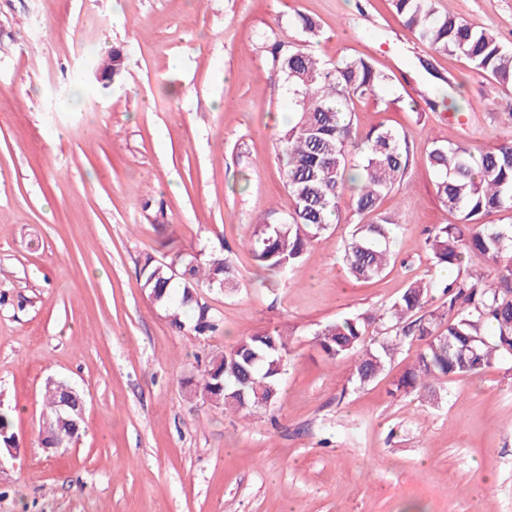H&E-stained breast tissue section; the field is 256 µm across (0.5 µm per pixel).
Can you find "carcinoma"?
<instances>
[{
  "mask_svg": "<svg viewBox=\"0 0 512 512\" xmlns=\"http://www.w3.org/2000/svg\"><path fill=\"white\" fill-rule=\"evenodd\" d=\"M391 3L417 41L512 88V48L489 29L460 16L437 14L434 0ZM295 25L310 39L320 34L318 22L306 15H297ZM268 55L271 66L284 76L293 112L276 140L293 207L282 221L254 225L245 243L248 254L262 269L282 274L291 270L309 246L327 239L331 226L340 221V203L348 193L353 214L360 218L344 246L348 272L365 282L381 278L390 266L401 224L380 211V203L404 180L412 156L399 130L381 126L361 134L354 116L356 102L379 99L393 85L394 75L360 56L327 62L296 40L275 41ZM427 160L436 176L437 197L457 219L430 230L425 240L434 265L458 270L444 284L446 310L429 309L430 284L416 280L382 309L326 323L313 333V345L325 361H352V381L360 386L379 378L406 342H424L393 381L395 394L435 393L447 378L478 375L512 359V224L484 222L492 212L512 214V140L477 151L436 142ZM472 257L495 266L493 279L468 268ZM140 274L145 293L171 324L184 328L183 317L190 312L189 331L197 335L216 330L219 322L202 292L237 287L233 267L217 250L180 251L170 263L148 257ZM377 327L389 337L367 342L369 330ZM289 356L288 333L273 329L249 334L230 350L209 356L185 382L197 400L226 413L257 411L264 408L259 394L276 403ZM66 385L64 380L46 385V445L61 436L69 446L83 428L79 408L63 412Z\"/></svg>",
  "mask_w": 512,
  "mask_h": 512,
  "instance_id": "carcinoma-1",
  "label": "carcinoma"
}]
</instances>
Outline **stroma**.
<instances>
[{
    "label": "stroma",
    "instance_id": "obj_1",
    "mask_svg": "<svg viewBox=\"0 0 512 512\" xmlns=\"http://www.w3.org/2000/svg\"><path fill=\"white\" fill-rule=\"evenodd\" d=\"M435 7L512 47V0ZM298 13L321 25L312 52L396 76L392 106L356 110L359 132L397 128L413 153L381 202L403 229L373 282L346 272L347 208L287 276L243 246L268 211L292 209L275 149L288 92L267 47L300 39ZM115 48L124 75L106 87L96 70ZM452 84L456 106L430 110ZM511 135L512 89L416 41L389 0H0V408L15 435L0 512H512V364L394 397L421 341L362 387L350 361L329 364L312 343L317 325L379 309L416 279L442 305L449 275L423 242L456 218L427 155L436 141ZM191 249L222 251L238 281L205 293L221 322L202 336L172 326L139 275L146 256ZM273 327L291 333L273 407L233 415L186 397L197 357ZM50 379L86 397L82 436L57 454L40 445Z\"/></svg>",
    "mask_w": 512,
    "mask_h": 512
}]
</instances>
